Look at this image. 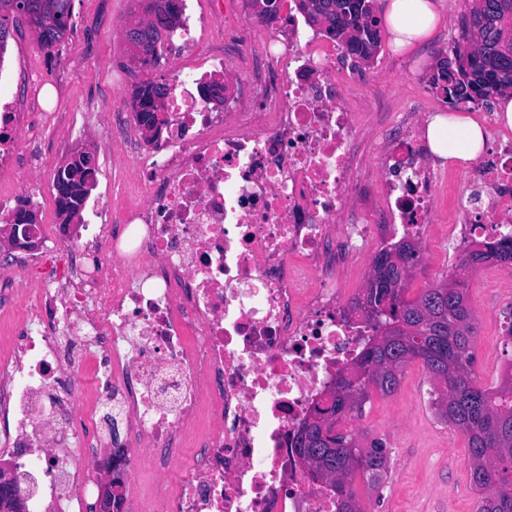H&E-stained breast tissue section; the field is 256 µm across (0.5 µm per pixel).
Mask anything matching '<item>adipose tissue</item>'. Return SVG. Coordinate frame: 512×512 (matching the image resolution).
<instances>
[{"label": "adipose tissue", "instance_id": "obj_1", "mask_svg": "<svg viewBox=\"0 0 512 512\" xmlns=\"http://www.w3.org/2000/svg\"><path fill=\"white\" fill-rule=\"evenodd\" d=\"M383 16L398 51L425 42L444 20L440 0H386ZM425 138L435 158L460 165L484 152L487 145L482 125L466 114L436 116Z\"/></svg>", "mask_w": 512, "mask_h": 512}]
</instances>
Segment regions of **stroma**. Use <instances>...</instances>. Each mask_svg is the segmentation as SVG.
<instances>
[{"label": "stroma", "mask_w": 512, "mask_h": 512, "mask_svg": "<svg viewBox=\"0 0 512 512\" xmlns=\"http://www.w3.org/2000/svg\"><path fill=\"white\" fill-rule=\"evenodd\" d=\"M72 20L78 34H66L53 51L37 53V38L24 19L10 22L8 55L23 73L39 74L43 80L41 105L53 110L58 94H65L66 111L95 98L123 109L132 105L135 88L145 80L161 81L164 66L145 70L135 62L124 40V31L139 16L140 0H72ZM445 25L431 41L405 55L393 53L389 40H382L373 61L356 63L366 81L353 91L355 111L369 118L359 133L355 176L359 183L381 189L385 174L380 147L386 140L409 135L419 115L448 113L442 96L430 86L429 77L439 59L448 56L459 33L465 12L464 0H443ZM31 134L44 137V155L36 166L43 173L39 209L51 234H59V220L52 195L58 165L69 155L72 144L96 151L98 168L108 171L111 156L100 151L99 126L76 133L64 119H43L31 124ZM437 174L432 214L434 232L420 247L419 261L406 282L405 299H416L425 289L450 278L459 269L449 260L441 238L449 223L459 222L458 198L467 192L459 166L435 165ZM474 286L468 292L478 328L475 374L480 385L494 379L493 361L512 355L504 346L503 313L512 307V278L481 279L469 275ZM432 382L421 361L409 362L400 385L391 395L371 391L355 419L362 443L379 439L392 450L391 461L379 491H371L363 478L353 488L364 512H475L478 496L470 483L468 449L464 435L442 423L431 404Z\"/></svg>", "instance_id": "35a3bbf8"}]
</instances>
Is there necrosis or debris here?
<instances>
[{
    "label": "necrosis or debris",
    "mask_w": 512,
    "mask_h": 512,
    "mask_svg": "<svg viewBox=\"0 0 512 512\" xmlns=\"http://www.w3.org/2000/svg\"><path fill=\"white\" fill-rule=\"evenodd\" d=\"M207 4L158 50L166 135L144 137L127 113L86 100L71 123L107 113L108 144L135 172L114 162L89 205L93 223L63 245L35 225L39 249L0 276V298L26 295L20 331L0 351V412L13 418L0 455H19L26 512H91L94 461L112 438L57 424L80 405L125 423L133 472L183 465L172 492L134 491L132 512H336L294 439L372 334L342 301L340 270L375 245L430 233L424 145H385L377 208L353 207L373 192L353 177L365 115L352 109L361 78L340 47L297 0L248 31L229 0ZM241 57L235 96L210 98L205 85ZM482 119L491 154L465 173L464 221L447 231L457 256L512 236V134ZM24 123L0 97V128L13 131L0 139V183L39 152L35 140L20 152Z\"/></svg>",
    "instance_id": "4bbe7bcc"
}]
</instances>
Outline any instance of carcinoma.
Here are the masks:
<instances>
[{"instance_id": "1", "label": "carcinoma", "mask_w": 512, "mask_h": 512, "mask_svg": "<svg viewBox=\"0 0 512 512\" xmlns=\"http://www.w3.org/2000/svg\"><path fill=\"white\" fill-rule=\"evenodd\" d=\"M30 8L67 12L71 0H28ZM460 22L468 52L453 48L454 59L442 58L430 76L432 88L448 103H477L512 88V0H468ZM309 21L354 57L369 61L381 45L377 0H299ZM395 252L409 261L393 270L395 287L379 288L367 279L357 300L372 325L373 336L356 363L358 382L340 376L329 392L331 406L319 410L302 426L297 454L311 475L330 482L338 512H363L352 489L365 477L369 488L380 489L391 453L373 441L363 448L356 435L333 431L332 419L362 411L372 385L394 393L401 369L419 359L434 382L432 404L438 418L467 439L471 483L479 494L476 512H512V380L496 389L481 387L474 374L476 327L468 302L466 271L487 262L512 267V238L469 251L463 273L426 289L416 300L402 299L405 281L418 250L403 242Z\"/></svg>"}]
</instances>
